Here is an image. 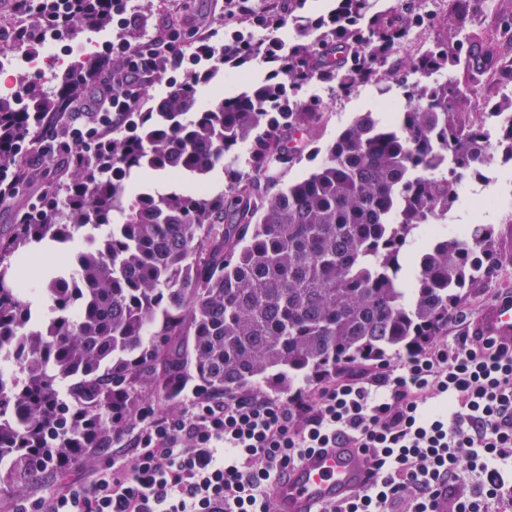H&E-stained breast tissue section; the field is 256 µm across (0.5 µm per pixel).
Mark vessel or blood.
Segmentation results:
<instances>
[{"label": "vessel or blood", "mask_w": 512, "mask_h": 512, "mask_svg": "<svg viewBox=\"0 0 512 512\" xmlns=\"http://www.w3.org/2000/svg\"><path fill=\"white\" fill-rule=\"evenodd\" d=\"M470 328L473 335L512 347V292L488 304ZM368 470L362 449H314L274 483L270 512H321L323 506L349 501L365 486Z\"/></svg>", "instance_id": "1"}]
</instances>
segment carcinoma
<instances>
[{"label":"carcinoma","instance_id":"cac0c4a2","mask_svg":"<svg viewBox=\"0 0 512 512\" xmlns=\"http://www.w3.org/2000/svg\"><path fill=\"white\" fill-rule=\"evenodd\" d=\"M496 15L494 28L465 22L403 65L395 47L436 28L440 0H336L312 21L310 44L279 51L266 40L224 39V65L262 56L269 78L201 109L198 82L177 85L149 112L73 165L57 193L0 239V350L17 349L18 375H0V491L32 487L84 454L112 447L113 433L137 418L144 389L166 399L186 379L208 393L256 385L283 393L354 364L409 355L448 332L468 288L495 271L487 226L440 237L407 263L410 242L455 203L466 177L501 152L512 157V126L486 139L462 110L467 93L492 76L512 86V13L497 0H450ZM112 59L87 57L60 74L57 90L0 98V168L16 162L33 133L47 130L83 91V76ZM463 64L465 87L423 84ZM395 80L405 101L389 119L359 113L308 176L270 185L301 155L322 103L303 95L313 81L351 96ZM248 147L245 167L224 192L206 189L217 167ZM134 174H179L187 193L141 191ZM91 227L76 272L43 288L52 316L32 311L13 275L19 251L68 243Z\"/></svg>","mask_w":512,"mask_h":512}]
</instances>
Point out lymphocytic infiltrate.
<instances>
[{"label": "lymphocytic infiltrate", "mask_w": 512, "mask_h": 512, "mask_svg": "<svg viewBox=\"0 0 512 512\" xmlns=\"http://www.w3.org/2000/svg\"><path fill=\"white\" fill-rule=\"evenodd\" d=\"M0 38L23 47L47 31H73L84 12L112 14L115 65L88 73L85 101L56 120L41 154L90 163L166 75H191L215 59V28L184 34L178 13L143 42L126 0H4ZM193 39L197 52L183 50ZM121 449L96 462L90 482L19 499L13 512H269L289 466L340 442L364 449L372 479L352 500L322 512H512V349L479 336L435 341L277 399L255 390L193 391L182 413L150 410Z\"/></svg>", "instance_id": "1"}]
</instances>
